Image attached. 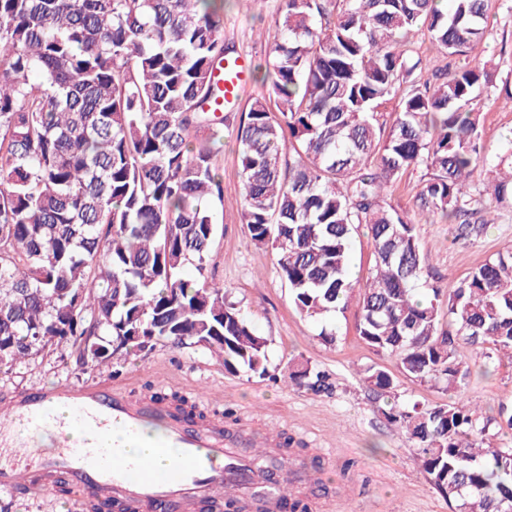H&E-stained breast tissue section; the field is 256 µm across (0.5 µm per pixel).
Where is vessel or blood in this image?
Here are the masks:
<instances>
[{
  "mask_svg": "<svg viewBox=\"0 0 512 512\" xmlns=\"http://www.w3.org/2000/svg\"><path fill=\"white\" fill-rule=\"evenodd\" d=\"M149 420L160 426L157 447L176 451L171 466L123 452ZM42 434L58 442L51 455L29 449ZM0 447L21 451L16 464H0L1 494H11L22 483L47 493L64 474L81 512L111 498L126 512L160 503L176 512H195L198 502L218 488L233 489L244 508L249 487L259 480L250 461L226 447L223 427L191 426L174 406L147 397L132 400L104 382L22 389L0 397Z\"/></svg>",
  "mask_w": 512,
  "mask_h": 512,
  "instance_id": "b4317fda",
  "label": "vessel or blood"
}]
</instances>
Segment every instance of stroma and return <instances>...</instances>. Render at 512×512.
Instances as JSON below:
<instances>
[{"mask_svg":"<svg viewBox=\"0 0 512 512\" xmlns=\"http://www.w3.org/2000/svg\"><path fill=\"white\" fill-rule=\"evenodd\" d=\"M281 0H224V44L244 61L248 75L236 112L248 111L265 92L261 68L268 56L267 33L274 27ZM499 64V81L512 85V0H492L488 34L476 51ZM479 132L484 159L472 181L484 186L498 157L512 139V107L498 90L483 93ZM224 199L213 202L216 236L207 274L223 283L226 296L268 340L269 373L259 377L229 374L221 358L196 346H156L137 355L121 353L100 365L81 359L72 342L62 341L32 358L0 366V397L20 388L104 380L132 395H178L210 422L254 433L278 431L289 443L286 455L293 492L309 512H450L447 501L425 478L405 435L388 423L365 371L386 368L399 403L429 407L447 402L440 385L409 377L357 334L358 303L374 272L366 226L355 228L350 252L354 288L343 311L309 317L291 300L287 283L273 267L267 249L256 247L243 220L240 147L235 127L214 144ZM490 222L478 234L457 238L453 224L422 221L416 226L421 250L431 265L427 281L451 293L473 268L512 245V200L492 204ZM335 332V341L322 330ZM309 364L325 372L331 387L314 392L289 385L288 374ZM457 401L494 418L498 443L512 446V427L498 417L500 405H512V360L495 353L478 357ZM8 512H76L70 492L29 493L16 489Z\"/></svg>","mask_w":512,"mask_h":512,"instance_id":"obj_1","label":"stroma"}]
</instances>
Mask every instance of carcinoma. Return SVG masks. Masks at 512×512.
<instances>
[{
  "instance_id": "obj_1",
  "label": "carcinoma",
  "mask_w": 512,
  "mask_h": 512,
  "mask_svg": "<svg viewBox=\"0 0 512 512\" xmlns=\"http://www.w3.org/2000/svg\"><path fill=\"white\" fill-rule=\"evenodd\" d=\"M224 0H0V364L70 340L105 364L113 353L190 341L230 374L268 373V340L205 275L223 200L208 146L229 115L214 78L224 47ZM282 0L264 80L237 129L242 210L251 239L271 245L300 312L344 309L355 225H366L375 273L358 335L409 376L442 385L448 402L403 406L384 369L364 380L382 414L415 449L452 512H512V446L492 421L453 400L467 352L512 357V248L452 291L420 298L428 273L415 226L437 215L474 231L490 198L512 196V153L483 188L480 95L494 72L471 56L489 0ZM427 33L447 59L433 84L412 75L408 35ZM398 100L391 126L380 113ZM423 166L417 218L385 192ZM192 266L195 276L186 274ZM329 388L323 372L289 373Z\"/></svg>"
}]
</instances>
